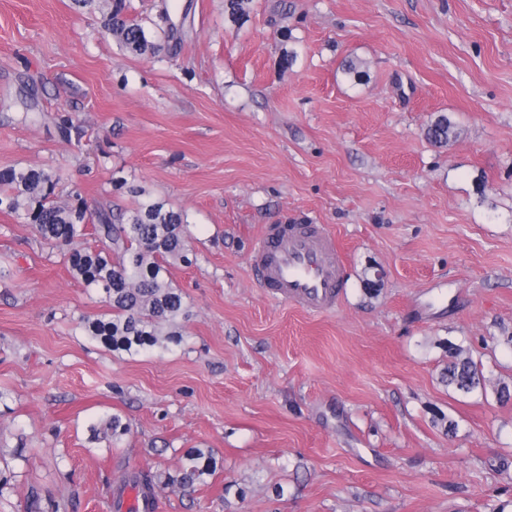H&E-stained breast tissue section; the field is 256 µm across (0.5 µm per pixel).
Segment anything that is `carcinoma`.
<instances>
[{
  "mask_svg": "<svg viewBox=\"0 0 512 512\" xmlns=\"http://www.w3.org/2000/svg\"><path fill=\"white\" fill-rule=\"evenodd\" d=\"M80 9L97 12L104 28L132 56H154L162 49L158 35L131 17V0H74ZM249 0H224L227 19L240 25L248 16ZM455 133L452 120L440 115L427 128V138L445 143ZM57 174L42 167L0 170V211L15 213L36 236L57 250L86 288L102 295L109 316L86 321L89 336L114 351L138 353L166 350L179 340L178 320L187 316L182 290L170 279L169 267L189 263L185 215L164 203L146 200L112 223L108 212H92L76 191L56 194ZM446 383L469 395L485 392V377L469 350L448 345ZM217 469L213 455L201 449L187 453L169 484L190 487L205 482ZM146 504L154 499L153 477L139 471L128 481Z\"/></svg>",
  "mask_w": 512,
  "mask_h": 512,
  "instance_id": "carcinoma-1",
  "label": "carcinoma"
}]
</instances>
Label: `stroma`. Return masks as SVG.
Returning a JSON list of instances; mask_svg holds the SVG:
<instances>
[{
	"instance_id": "stroma-1",
	"label": "stroma",
	"mask_w": 512,
	"mask_h": 512,
	"mask_svg": "<svg viewBox=\"0 0 512 512\" xmlns=\"http://www.w3.org/2000/svg\"><path fill=\"white\" fill-rule=\"evenodd\" d=\"M132 4L149 28L171 8L157 56L72 0H0V169L51 170L93 211H183V340L86 336L100 294L0 212V512H115L141 469L156 512H512V0H252L240 26L224 0ZM292 215L336 237L334 312L254 276ZM452 343L487 394L442 383ZM110 415L115 442L91 431ZM193 448L215 475L168 485Z\"/></svg>"
}]
</instances>
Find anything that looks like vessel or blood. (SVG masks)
<instances>
[{
	"label": "vessel or blood",
	"instance_id": "obj_1",
	"mask_svg": "<svg viewBox=\"0 0 512 512\" xmlns=\"http://www.w3.org/2000/svg\"><path fill=\"white\" fill-rule=\"evenodd\" d=\"M252 265L270 298L311 313L333 311L345 285L334 234L294 217L266 227Z\"/></svg>",
	"mask_w": 512,
	"mask_h": 512
}]
</instances>
